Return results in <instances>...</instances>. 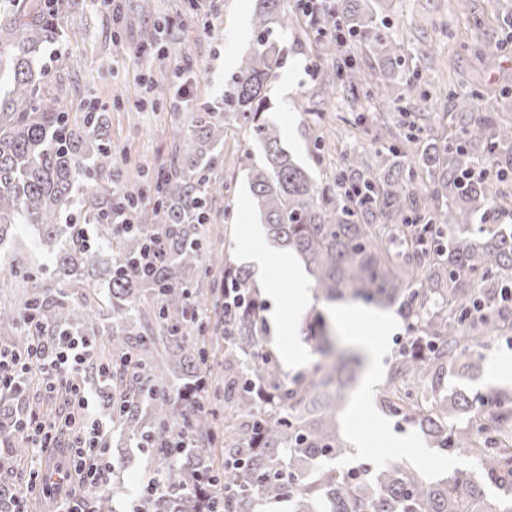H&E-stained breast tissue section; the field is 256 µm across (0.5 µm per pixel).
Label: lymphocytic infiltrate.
Listing matches in <instances>:
<instances>
[{
	"label": "lymphocytic infiltrate",
	"mask_w": 512,
	"mask_h": 512,
	"mask_svg": "<svg viewBox=\"0 0 512 512\" xmlns=\"http://www.w3.org/2000/svg\"><path fill=\"white\" fill-rule=\"evenodd\" d=\"M93 345L90 337L59 334L36 337L25 356L0 350V390H14L30 382H38L45 392L65 390L70 410L64 425L73 433L64 455L70 469H57L54 477H42V492L54 499L57 512H94L93 499L107 486L112 469L109 450L102 443L105 423L91 409V393L81 386L76 373L86 363ZM79 475L88 486L83 497L68 495L64 486L72 475Z\"/></svg>",
	"instance_id": "lymphocytic-infiltrate-1"
}]
</instances>
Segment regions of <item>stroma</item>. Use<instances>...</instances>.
Here are the masks:
<instances>
[{"label":"stroma","mask_w":512,"mask_h":512,"mask_svg":"<svg viewBox=\"0 0 512 512\" xmlns=\"http://www.w3.org/2000/svg\"><path fill=\"white\" fill-rule=\"evenodd\" d=\"M153 9L141 10V0H120V23H113L99 0H74L61 20L65 32L52 56L43 63L58 82L64 106L70 112H102L112 141L110 177L121 183L130 177L134 167L144 169L152 178L168 165L174 150V134L186 125L196 105L220 100L231 68L224 65L225 51L242 56L253 42L251 17L254 0H152ZM391 36L400 42L407 64L418 73L414 85L396 83L395 101L384 103L390 121L401 123L406 113L422 111L431 105L442 111L448 84L438 71L442 59L456 60L463 90L488 91L503 78H512V53L503 60V72L484 71L478 53L494 45L502 36L505 21L512 19V0H391L385 11ZM484 21L479 33H472L474 18ZM168 20L173 32L162 55H134L143 33L155 22ZM318 35L305 18H298L288 31L289 52L277 79L270 85L271 119L281 131L282 144L303 165L315 168L317 176H332L356 151L374 153L380 144L366 117L375 103L352 99L345 91H337L333 100H325L321 87L333 74V65L321 61L316 54ZM193 69L197 79L190 101L172 97L170 103L157 106L144 101L141 74L162 72L175 76L183 69ZM323 139L328 151L323 161L313 156L316 139ZM218 150L223 161L215 167L214 176L224 179L227 188L223 198L212 203L210 221L220 228V238H209L204 260L220 259L243 265L242 241L257 231L259 224L250 204L246 170L242 156L256 152L257 147L244 134L229 132ZM53 251L40 242L31 227L21 224L12 242L0 246V301L21 306L23 297L9 274L12 260L35 266H50ZM314 312L301 310L285 301L265 302L262 316L263 336L267 350L280 356V338L273 328L274 319L291 325L297 340H304L303 327ZM505 359L512 360V349L497 340L488 342L483 366L479 371H454L448 377L451 387L489 396L506 391L512 395V384L498 388L488 379L492 367ZM383 385L375 383L368 402L384 426L369 417H361L359 426L375 442L367 458L371 463L394 459L438 478L456 470H472L474 462L434 447L418 426L402 417L386 414L380 403ZM410 438L412 448L390 447V437ZM112 461L109 486L118 487L113 500L114 512H130L131 505L153 470L148 454L137 448L121 431L112 433ZM357 454L342 459V467L360 464Z\"/></svg>","instance_id":"obj_1"}]
</instances>
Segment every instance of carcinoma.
Masks as SVG:
<instances>
[{
    "mask_svg": "<svg viewBox=\"0 0 512 512\" xmlns=\"http://www.w3.org/2000/svg\"><path fill=\"white\" fill-rule=\"evenodd\" d=\"M70 0H9L0 9V242L19 224L57 243L51 283L9 264L14 285L26 293L45 335L55 336L92 310L106 320L88 363L99 382L112 424L136 440L156 463L141 492L144 512H257L286 499L291 512H512V448L499 446L512 430V402L493 404L448 386L459 357L490 339L512 333V129L487 109L478 90L448 91V109L421 112L432 134L413 155V125L398 132L385 113H372L383 149L362 154L320 182L282 145L279 128L264 117L268 88L288 56L295 17L284 0H255V43L224 85L222 104L194 112L177 131L175 151L156 177V224L119 234L112 224L117 187L103 175L112 147L102 115L62 109L44 50L63 36L59 19ZM380 0H339L340 24L318 42L320 56H336L339 85L383 102L389 84L411 82L400 44L378 22ZM366 45L382 76L367 72L343 45ZM234 127L258 143L261 162L250 163L252 204L267 235L303 262L316 297L386 309L399 305L412 328L392 366L382 404L420 426L429 442L477 459L478 470H457L431 480L401 461L338 469L329 461L350 446L338 434L345 356L335 355L333 330L322 313L307 327L323 356L311 371L283 378L261 336L262 306L252 273L224 266V280L244 305L221 316L224 347L207 344L200 290L204 224L211 200L224 195L213 179L215 145ZM95 175L84 202V223L98 244L87 245L61 223L80 179ZM167 240L154 274L134 260L154 231ZM81 296L82 301L75 300ZM156 327H150V324ZM32 332L0 304V341L22 353ZM163 345L167 358L154 356ZM224 353V426L215 413L175 399L170 383L204 387L213 361ZM182 432L192 447L177 460L169 444ZM229 489L207 501L206 490Z\"/></svg>",
    "mask_w": 512,
    "mask_h": 512,
    "instance_id": "1",
    "label": "carcinoma"
}]
</instances>
